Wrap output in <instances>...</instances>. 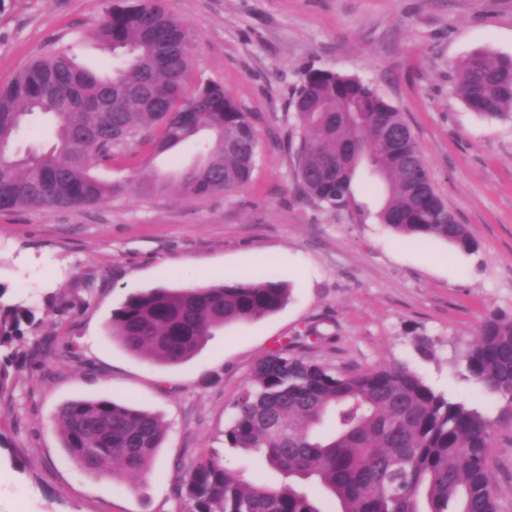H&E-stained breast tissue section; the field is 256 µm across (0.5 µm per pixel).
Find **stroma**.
<instances>
[{
    "label": "stroma",
    "mask_w": 512,
    "mask_h": 512,
    "mask_svg": "<svg viewBox=\"0 0 512 512\" xmlns=\"http://www.w3.org/2000/svg\"><path fill=\"white\" fill-rule=\"evenodd\" d=\"M189 27L190 85L215 81L249 112L261 152L248 187L202 201L134 192L68 208L0 211V284L38 324L25 335L73 342L79 358L31 363L0 396V512H184L177 476L223 454L232 405L257 361L289 342L295 354L351 373L402 363L492 422V478L512 512V405L469 376L459 355L487 312L512 314V121L470 111L453 66L477 50L512 55V0H168ZM110 0H0V88L54 44L82 64L112 59L93 32ZM360 77L403 112L435 186L478 248L417 242L375 218L303 198L288 143L289 101L308 69ZM135 144L95 168L106 182L166 168ZM289 284L290 301L258 321L230 324L179 365L144 361L113 341L108 323L133 293L156 287ZM93 285L91 305L56 298ZM322 340H304L307 328ZM433 343L422 354L417 338ZM109 398L157 413L166 434L145 482L89 475L65 459L55 418L74 399Z\"/></svg>",
    "instance_id": "35a3bbf8"
}]
</instances>
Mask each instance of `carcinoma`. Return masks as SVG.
Masks as SVG:
<instances>
[{
  "mask_svg": "<svg viewBox=\"0 0 512 512\" xmlns=\"http://www.w3.org/2000/svg\"><path fill=\"white\" fill-rule=\"evenodd\" d=\"M96 42L119 56L110 69L75 62L53 46L0 89V210L96 205L120 186L92 174L130 140L156 155L187 142L203 152L174 174L127 184L147 195L186 199L244 190L260 153L249 113L223 85L188 90L192 42L163 0L114 4ZM454 91L487 119H512V56L478 50L456 65ZM300 131L295 179L301 192L336 211H362L355 187H381L376 218L421 242L440 238L463 251L476 243L439 195L411 127L371 84L310 69L295 87ZM36 114L54 123V144L36 155L13 150ZM399 139L384 148L386 131ZM0 284V396L13 374L43 352L79 359L71 343L23 348L30 311L5 300ZM289 289L266 278L134 293L112 312L109 331L130 354L181 364L227 324L256 321L286 305ZM470 376L512 405V315L490 312L462 356ZM67 456L83 471L145 481L165 438L158 414L111 399H77L56 417ZM224 445L263 457L282 476L269 484L212 453L179 473L186 512H323L306 484H318L337 512H501L490 476V421L476 407L434 389L405 365L344 374L290 352L263 356L224 427Z\"/></svg>",
  "mask_w": 512,
  "mask_h": 512,
  "instance_id": "cac0c4a2",
  "label": "carcinoma"
}]
</instances>
